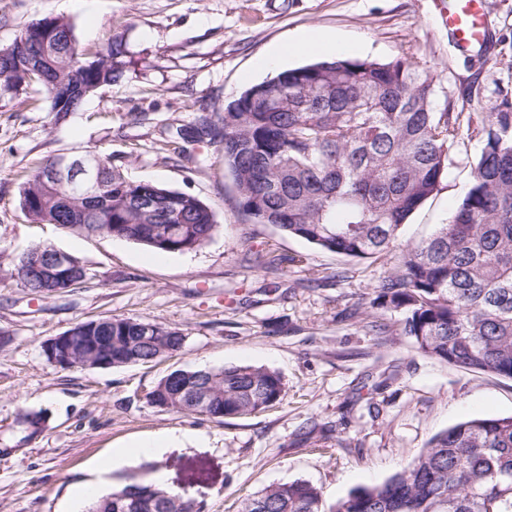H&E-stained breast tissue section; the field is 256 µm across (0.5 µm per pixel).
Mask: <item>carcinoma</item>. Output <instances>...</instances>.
Returning a JSON list of instances; mask_svg holds the SVG:
<instances>
[{
  "instance_id": "carcinoma-1",
  "label": "carcinoma",
  "mask_w": 512,
  "mask_h": 512,
  "mask_svg": "<svg viewBox=\"0 0 512 512\" xmlns=\"http://www.w3.org/2000/svg\"><path fill=\"white\" fill-rule=\"evenodd\" d=\"M38 72L27 76L29 66ZM126 66L119 45L82 57L73 23L46 17L28 23L0 49V96L15 97L32 82L58 116L109 86ZM436 77L417 62L331 59L291 68L254 84L218 121L201 116L178 131L186 141L209 139L224 150L240 204L258 224H273L337 255L368 258L391 251L398 230L448 175L459 112L439 111ZM469 185L452 220L405 246L398 264L375 287L371 308L400 316L399 331L422 355L455 368L512 380V112H489ZM97 157L104 185H60L52 159L34 167L18 204L36 224H57L77 236H106L161 254L201 248L216 229L214 212L198 197L128 178L116 159ZM34 244L17 260L20 285L59 293L58 282L31 274L47 254ZM85 336L67 346L78 368L149 363L182 348L176 328L110 317L80 323ZM207 388L202 407L189 403ZM285 391L281 374L254 365L177 369L150 391L161 410L224 420L257 414ZM19 424L26 439L45 427L40 413ZM86 512H201L170 487L139 481L87 505ZM240 512H512V415L470 418L434 435L418 456L386 481L359 487L326 508L321 489L295 480L243 499Z\"/></svg>"
}]
</instances>
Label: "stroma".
Masks as SVG:
<instances>
[{
    "mask_svg": "<svg viewBox=\"0 0 512 512\" xmlns=\"http://www.w3.org/2000/svg\"><path fill=\"white\" fill-rule=\"evenodd\" d=\"M445 0H0V48L29 22L64 16L93 57L120 43L128 66L112 85L60 118L39 85L0 98V512H69L74 486L93 478L113 448L175 434L157 459H136L113 485L164 470L169 487L202 512H237L240 499L307 480L333 504L409 464L458 421L512 414V381L463 371L418 353L393 331L375 335L355 315L410 242L448 223L483 141L461 130L441 188L377 259L338 256L254 223L224 169L220 144H184L177 129L218 117L247 87L313 63L269 62L280 43L320 29L341 58H408L437 76L438 104L478 118L512 97V0H483L487 40L464 53L444 27ZM78 148L119 159L136 180L197 196L218 227L200 249L155 254L106 237H76L34 224L18 207L31 169ZM46 243L77 257L88 277L42 297L21 287L16 258ZM113 316L178 328L183 347L143 365L63 369L45 341ZM252 364L281 373L279 402L218 421L161 411L145 395L176 369ZM396 379L385 380L390 367ZM40 411L44 432L25 443L20 411Z\"/></svg>",
    "mask_w": 512,
    "mask_h": 512,
    "instance_id": "obj_1",
    "label": "stroma"
}]
</instances>
